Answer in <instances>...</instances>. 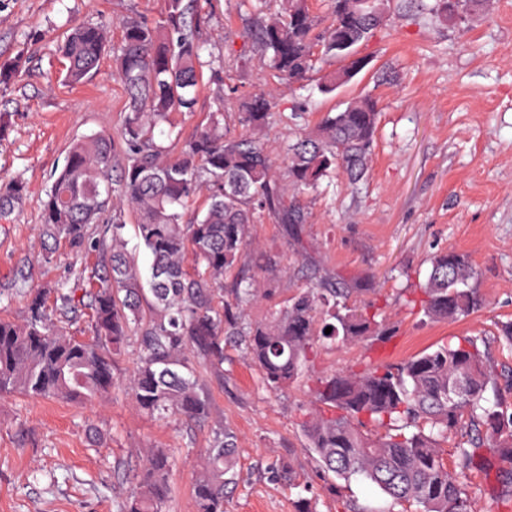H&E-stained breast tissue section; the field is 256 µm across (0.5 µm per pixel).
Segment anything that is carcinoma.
<instances>
[{"label": "carcinoma", "mask_w": 512, "mask_h": 512, "mask_svg": "<svg viewBox=\"0 0 512 512\" xmlns=\"http://www.w3.org/2000/svg\"><path fill=\"white\" fill-rule=\"evenodd\" d=\"M426 8L439 20L450 16L448 0L430 7L405 0L408 12ZM389 17L391 0H331L324 19L313 15L308 0H284L280 12L258 18L255 37L269 53V66L301 88L316 54H347ZM207 18L200 0H167L159 18L124 22L121 43L112 48L127 97L119 136L102 132L77 141L43 202L41 235L99 252L97 285L89 293L92 336H71L48 322V293L63 308L71 302L65 285L28 292L24 323L0 319V394L84 404L102 399L120 384L115 356L133 334L136 407L150 416L203 421L210 402L200 370L224 375L227 344L241 349L264 385L278 391L304 375L321 343L389 339L386 312L370 302L362 310L348 306L349 295L362 289L316 266L310 282L263 321H246L248 308L263 298L252 278L237 277L224 297V274L246 265L249 225L268 218L297 243L307 223L300 194L337 171L353 182L367 174L379 109L372 98L352 100L316 127L300 129L283 158L286 183L275 177L259 139L272 117L270 93L241 101L238 123L245 134L224 126L221 101L207 125L165 144L156 134L171 136L161 129L171 114L195 109L204 50L197 30ZM106 49L104 25L73 29L61 47L65 79L90 77ZM367 64L362 57L348 71L325 75L324 91ZM204 191L205 208L186 218ZM109 211L104 236L87 241L89 226ZM128 211L138 246L151 256L146 277L126 248ZM478 277L468 255L454 249L435 254L419 312L431 321H453L486 308ZM487 344L483 336L464 337L399 364H366L319 378L313 390L319 408L302 427L323 473L346 482L362 477L417 512H473L466 476L512 463V404L487 398L499 380L512 384V367L495 369ZM453 435L451 468L442 443ZM235 447L232 430L214 431L193 485L198 512H225L228 489L238 480ZM172 466L169 449H150L142 478L119 512H164Z\"/></svg>", "instance_id": "cac0c4a2"}]
</instances>
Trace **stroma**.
Instances as JSON below:
<instances>
[{
  "mask_svg": "<svg viewBox=\"0 0 512 512\" xmlns=\"http://www.w3.org/2000/svg\"><path fill=\"white\" fill-rule=\"evenodd\" d=\"M166 6V0H0V62L24 58L21 77L0 85V188L23 187L13 210L0 215V292L13 295L0 304V316L25 321L18 287L64 282L72 301L65 310L49 305L48 316L70 334L89 336L86 293L99 257L63 239L44 261L41 205L71 143L117 132L126 98L108 55L87 82L64 85L57 42L73 25L100 22L115 46L123 20L154 18ZM204 10L209 21L199 40L222 57V78L202 67L195 112L174 118L181 137L207 123L222 89L237 92L221 105L236 133L240 96L273 92L274 115L262 142L277 159L292 135L293 113L315 125L355 97L379 102L366 176L352 184L339 175L302 196L303 249L290 244L282 225L251 226L247 266L267 297L250 308V320L281 307L315 265L339 279L371 283V292L349 303L384 307L395 334L385 343L320 345L305 376L277 392L238 348L226 347L223 377L202 375L211 405L202 423L148 418L124 386L92 405L0 395V512H117L157 446L170 449L174 460L166 512H196L193 484L219 426L237 438L239 479L227 512H297L303 498L316 512H413L367 480L331 481L315 463L302 422L320 377L367 357L395 364L460 336L493 337L512 322V0H495L490 12H475L463 24L394 14L358 48L367 69L329 94L322 77L339 61H317L306 87L293 89L264 64L248 34L254 15L242 0H209ZM384 70L395 72V81H381ZM447 248L476 265L487 306L433 322L409 301L430 258ZM275 462L290 466L292 481L271 480Z\"/></svg>",
  "mask_w": 512,
  "mask_h": 512,
  "instance_id": "1",
  "label": "stroma"
}]
</instances>
